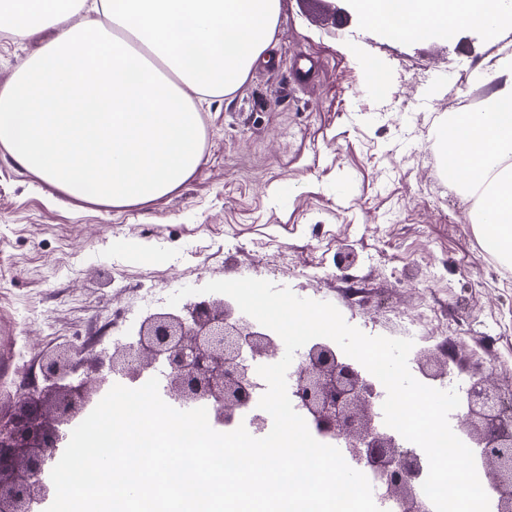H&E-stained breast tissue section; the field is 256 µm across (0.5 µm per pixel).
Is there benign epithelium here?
<instances>
[{
	"instance_id": "obj_1",
	"label": "benign epithelium",
	"mask_w": 512,
	"mask_h": 512,
	"mask_svg": "<svg viewBox=\"0 0 512 512\" xmlns=\"http://www.w3.org/2000/svg\"><path fill=\"white\" fill-rule=\"evenodd\" d=\"M356 261L348 245L336 252L340 271ZM276 351L273 334L238 315L226 298L148 314L135 341L117 344L98 359L94 378L78 375L77 348H57L39 366L43 387L22 384L17 409L0 416V512H34L54 492L45 473L57 463L53 449L63 442L65 428L91 403L88 380L101 388L112 376L135 382L158 370L169 400L187 407L206 403L216 423L231 426L255 406L256 363ZM450 360L446 344L423 348L416 357L429 381L447 378ZM292 396L318 435L336 439L346 459L370 471L392 512H432L418 491L426 462L377 425L379 391L358 365L315 340L301 353ZM458 410L462 436L494 493L496 512H512V413L483 378L470 383Z\"/></svg>"
}]
</instances>
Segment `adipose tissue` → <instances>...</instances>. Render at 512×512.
<instances>
[{"label":"adipose tissue","instance_id":"adipose-tissue-1","mask_svg":"<svg viewBox=\"0 0 512 512\" xmlns=\"http://www.w3.org/2000/svg\"><path fill=\"white\" fill-rule=\"evenodd\" d=\"M14 0L0 30L55 33L0 86V147L63 194L114 208L177 191L203 161L199 105L237 89L264 58L281 0ZM395 40L495 33L503 0H359ZM485 108L455 113L442 136L448 175L475 198L485 250L512 265V59L491 69Z\"/></svg>","mask_w":512,"mask_h":512}]
</instances>
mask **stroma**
Returning a JSON list of instances; mask_svg holds the SVG:
<instances>
[{
  "label": "stroma",
  "mask_w": 512,
  "mask_h": 512,
  "mask_svg": "<svg viewBox=\"0 0 512 512\" xmlns=\"http://www.w3.org/2000/svg\"><path fill=\"white\" fill-rule=\"evenodd\" d=\"M49 35L0 32V84ZM270 51L204 108L201 167L155 201L70 198L0 148L1 413L42 354L74 345L90 373L177 290L240 278L332 303L375 336L409 323L429 347L447 325L459 387L487 375L512 397V269L486 252L438 141L460 97L490 92L477 68L512 55V25L393 40L349 0H281ZM118 238L152 259L131 261ZM345 244L358 260L343 275Z\"/></svg>",
  "instance_id": "obj_1"
}]
</instances>
